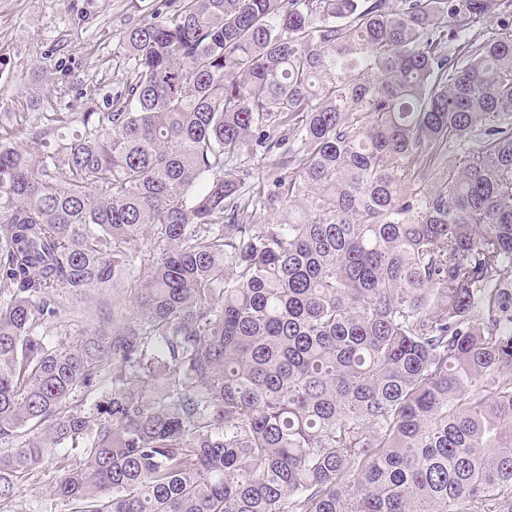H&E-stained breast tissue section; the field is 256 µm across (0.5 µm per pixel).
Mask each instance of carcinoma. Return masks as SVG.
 <instances>
[{"label":"carcinoma","instance_id":"cac0c4a2","mask_svg":"<svg viewBox=\"0 0 512 512\" xmlns=\"http://www.w3.org/2000/svg\"><path fill=\"white\" fill-rule=\"evenodd\" d=\"M117 53L0 136V509L63 446L70 512H512V0H181ZM101 296H99L96 292H91L88 297L80 304V307L83 311L86 312V316L88 318L79 326H71L65 329L61 328L58 330H54L53 336H51L52 341L55 344L59 345H68L77 339H81L82 336L85 335L86 332H90L89 330H94L96 324V316L100 315L101 312H105V307L100 304Z\"/></svg>","mask_w":512,"mask_h":512}]
</instances>
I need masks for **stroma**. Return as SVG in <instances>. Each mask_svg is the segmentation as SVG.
<instances>
[{
    "label": "stroma",
    "instance_id": "35a3bbf8",
    "mask_svg": "<svg viewBox=\"0 0 512 512\" xmlns=\"http://www.w3.org/2000/svg\"><path fill=\"white\" fill-rule=\"evenodd\" d=\"M163 14L180 0H0V127L11 141L33 149L30 132L47 112H104L125 81L112 57L124 32L150 16L149 2ZM66 88L57 98V88ZM63 453L49 449L41 481L22 486L13 512H69L51 492V475Z\"/></svg>",
    "mask_w": 512,
    "mask_h": 512
}]
</instances>
